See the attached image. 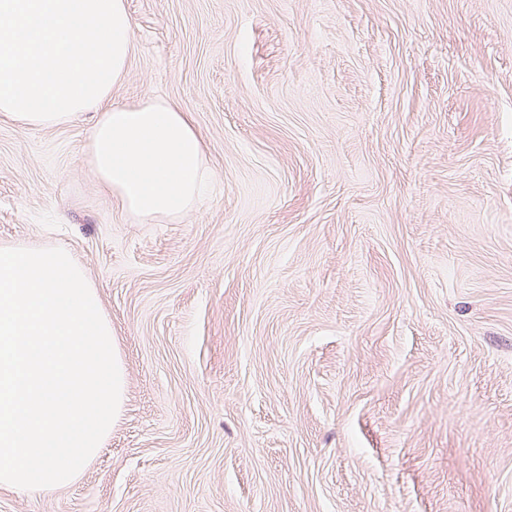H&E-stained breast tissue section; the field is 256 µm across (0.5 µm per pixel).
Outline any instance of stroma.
Instances as JSON below:
<instances>
[{"label":"stroma","instance_id":"35a3bbf8","mask_svg":"<svg viewBox=\"0 0 512 512\" xmlns=\"http://www.w3.org/2000/svg\"><path fill=\"white\" fill-rule=\"evenodd\" d=\"M113 101L209 192L136 224L87 121L0 122V244L64 247L126 372L96 459L0 512H512V0H127Z\"/></svg>","mask_w":512,"mask_h":512}]
</instances>
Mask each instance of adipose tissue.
I'll list each match as a JSON object with an SVG mask.
<instances>
[{"instance_id": "ef3b65f1", "label": "adipose tissue", "mask_w": 512, "mask_h": 512, "mask_svg": "<svg viewBox=\"0 0 512 512\" xmlns=\"http://www.w3.org/2000/svg\"><path fill=\"white\" fill-rule=\"evenodd\" d=\"M133 47L126 0H0V119L43 129L95 113L83 154L98 185L137 223L179 222L205 194L203 141L173 102H113Z\"/></svg>"}]
</instances>
